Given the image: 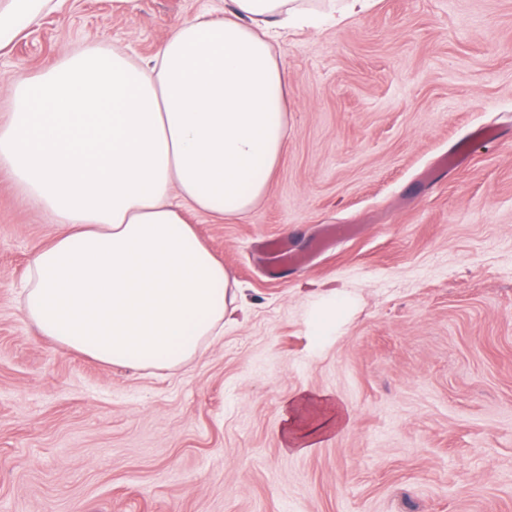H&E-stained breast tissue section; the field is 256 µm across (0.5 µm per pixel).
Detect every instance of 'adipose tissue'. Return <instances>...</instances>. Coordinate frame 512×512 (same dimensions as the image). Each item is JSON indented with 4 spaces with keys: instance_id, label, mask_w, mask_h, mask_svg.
Instances as JSON below:
<instances>
[{
    "instance_id": "adipose-tissue-1",
    "label": "adipose tissue",
    "mask_w": 512,
    "mask_h": 512,
    "mask_svg": "<svg viewBox=\"0 0 512 512\" xmlns=\"http://www.w3.org/2000/svg\"><path fill=\"white\" fill-rule=\"evenodd\" d=\"M340 2L317 16L298 0H231L176 24L147 63L85 46L11 83L0 171L55 224L18 299L39 335L104 363L176 368L236 321V283L185 216L236 217L265 197L288 132L271 39L370 6ZM57 7L0 0V54ZM344 423L330 401L298 396L285 447Z\"/></svg>"
}]
</instances>
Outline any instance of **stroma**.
<instances>
[{"label":"stroma","mask_w":512,"mask_h":512,"mask_svg":"<svg viewBox=\"0 0 512 512\" xmlns=\"http://www.w3.org/2000/svg\"><path fill=\"white\" fill-rule=\"evenodd\" d=\"M202 0H65L0 57L11 76L72 49L150 57ZM288 140L264 199L190 217L246 318L185 367L103 364L17 308L54 226L0 173V512H512V0H374L274 46ZM493 131L439 170L473 127ZM265 274L256 239L309 250ZM344 310L314 335L324 296ZM333 399L348 424L283 448L289 403Z\"/></svg>","instance_id":"1"}]
</instances>
